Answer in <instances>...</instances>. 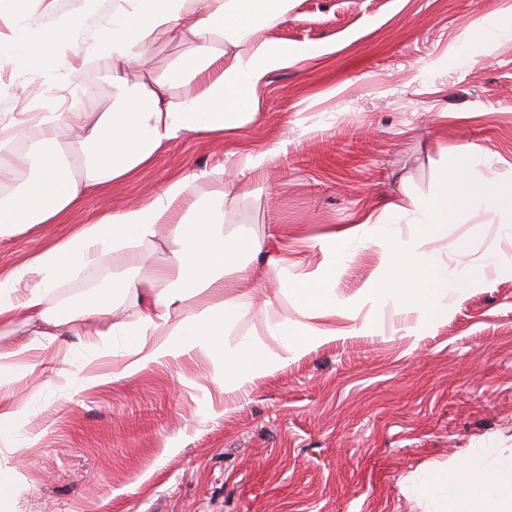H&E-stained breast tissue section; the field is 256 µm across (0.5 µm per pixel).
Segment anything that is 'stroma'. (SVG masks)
Returning a JSON list of instances; mask_svg holds the SVG:
<instances>
[{
    "label": "stroma",
    "mask_w": 512,
    "mask_h": 512,
    "mask_svg": "<svg viewBox=\"0 0 512 512\" xmlns=\"http://www.w3.org/2000/svg\"><path fill=\"white\" fill-rule=\"evenodd\" d=\"M112 11L113 0H0V33L23 30L36 51L63 34L69 89L104 112L109 65L97 62L89 92L82 51L111 29ZM492 26L512 29V0H297L262 36L323 52L272 71L251 121L220 139L170 142L129 181L88 192L65 223L0 239L5 272L69 225L151 202L190 176L178 218L212 211L247 247L225 266L222 290L191 293L177 315L248 306L226 340L282 357L238 386L201 349L130 377V339L111 325L79 319L54 336L21 317L0 327V350H24L0 362V413L21 414L0 429V512H445L428 476L511 462L512 37L486 44ZM191 49L154 43L129 78H164ZM54 86L11 59L0 66V116ZM454 154L476 163L449 182H485L487 195L431 240L409 210L431 198ZM219 166L234 181L225 197L204 177ZM390 200L403 214L383 216ZM350 228L359 234L328 283L350 317L314 319L335 338L285 355L273 326L304 322L287 283L318 271L330 235ZM410 240L448 266L447 318L368 297L391 245ZM111 283V269L84 271L49 299L67 308ZM16 362L35 370L18 376Z\"/></svg>",
    "instance_id": "35a3bbf8"
}]
</instances>
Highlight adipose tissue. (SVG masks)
Wrapping results in <instances>:
<instances>
[{
  "label": "adipose tissue",
  "mask_w": 512,
  "mask_h": 512,
  "mask_svg": "<svg viewBox=\"0 0 512 512\" xmlns=\"http://www.w3.org/2000/svg\"><path fill=\"white\" fill-rule=\"evenodd\" d=\"M295 0H113L112 30L84 51L85 59L111 61L112 107L106 112L70 108L41 117L42 132L31 153L38 171L22 189L0 199V238L38 224H57L77 209L87 189L111 185L150 165L166 143L186 134L220 136L252 119L266 75L320 55L313 45H270L262 38L270 24L287 20ZM222 48L211 44L213 36ZM194 42L171 77L130 83L127 70L144 65L142 50L160 40ZM202 80L199 91L176 97L172 82ZM75 132L69 147L59 141L60 129ZM188 177L171 181L163 195L147 204L110 212L95 222L72 225L70 231L13 269L0 273V325L25 317L35 324L59 328L85 317L112 320L113 331L133 337L134 359L125 366L135 375L151 362L203 345L224 361V376L239 382L259 370H270L280 356L259 351L250 341L229 347L227 319L242 312L217 304L185 317L174 313L190 288H220L224 266L240 250L238 239L226 236L206 213L176 226L178 246L164 257L158 276L161 291L147 297L148 311L135 325L116 321L111 300L95 297L70 311L58 310L48 294L82 267L112 268V292L139 296L142 283L127 273L125 246L158 237L161 225L173 222ZM459 200L448 193L447 178L429 201L418 206L417 223L434 238L442 237ZM414 243L394 248L385 273L369 290L370 298L393 299L415 306L435 319L448 316V269L418 262ZM328 260L315 275L292 287V297L309 319L335 308L326 282L336 273L339 252L329 245ZM435 493L460 512H512V462L491 475L472 473L468 482L454 475H433Z\"/></svg>",
  "instance_id": "ef3b65f1"
}]
</instances>
